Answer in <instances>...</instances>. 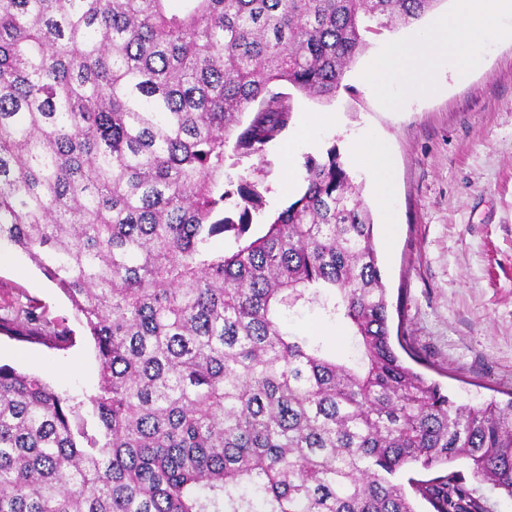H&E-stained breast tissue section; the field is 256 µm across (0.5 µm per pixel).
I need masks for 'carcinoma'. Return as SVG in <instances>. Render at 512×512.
<instances>
[{
	"label": "carcinoma",
	"instance_id": "carcinoma-1",
	"mask_svg": "<svg viewBox=\"0 0 512 512\" xmlns=\"http://www.w3.org/2000/svg\"><path fill=\"white\" fill-rule=\"evenodd\" d=\"M440 2L0 0V242L64 293L100 374L80 399L0 365V512H487L442 472L458 459L512 499V399L459 405L396 353L336 147L257 237L265 188L224 182L229 139L260 156L288 127L282 87L333 100L366 35ZM302 308L361 358L290 332Z\"/></svg>",
	"mask_w": 512,
	"mask_h": 512
}]
</instances>
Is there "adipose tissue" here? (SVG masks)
Segmentation results:
<instances>
[{
    "instance_id": "adipose-tissue-1",
    "label": "adipose tissue",
    "mask_w": 512,
    "mask_h": 512,
    "mask_svg": "<svg viewBox=\"0 0 512 512\" xmlns=\"http://www.w3.org/2000/svg\"><path fill=\"white\" fill-rule=\"evenodd\" d=\"M505 13L512 15V0H454L452 11L439 16L429 30L391 44L375 56L362 78L383 96L397 80L411 88L428 84L443 63L474 65L483 36ZM351 150L369 171L376 194L388 197L392 171L384 144L365 137L354 141Z\"/></svg>"
}]
</instances>
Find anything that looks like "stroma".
Here are the masks:
<instances>
[{"instance_id": "1", "label": "stroma", "mask_w": 512, "mask_h": 512, "mask_svg": "<svg viewBox=\"0 0 512 512\" xmlns=\"http://www.w3.org/2000/svg\"><path fill=\"white\" fill-rule=\"evenodd\" d=\"M431 21L427 15L414 28L369 36L367 55L346 71L333 101L292 91L293 121L307 113L321 118L312 144L287 154L294 131L286 129L262 155L227 154L224 175L257 174L266 189L263 210L274 213L302 189L305 156L337 147L371 210L390 329L415 355L416 370L457 403L504 402L512 398V41L487 34L475 67L442 71L435 85L413 95L393 83L391 95L402 101L394 111L359 78L370 54ZM365 128L393 155L392 225L348 148ZM30 310L37 339L0 334V365L43 376L72 395L95 393L94 344L70 302L24 253L0 246V319L22 322ZM286 324L333 356L358 354L343 321L319 310L300 309ZM64 330L75 338L72 347L45 344Z\"/></svg>"}]
</instances>
